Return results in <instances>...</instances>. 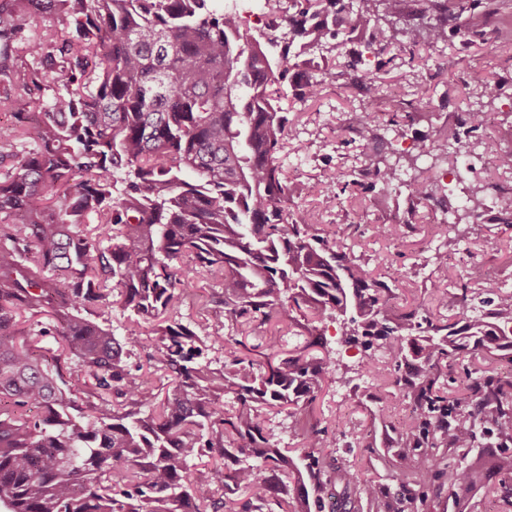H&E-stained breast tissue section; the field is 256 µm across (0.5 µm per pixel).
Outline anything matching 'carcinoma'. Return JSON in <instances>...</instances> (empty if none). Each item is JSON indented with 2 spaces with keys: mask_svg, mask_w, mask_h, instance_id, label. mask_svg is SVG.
<instances>
[{
  "mask_svg": "<svg viewBox=\"0 0 512 512\" xmlns=\"http://www.w3.org/2000/svg\"><path fill=\"white\" fill-rule=\"evenodd\" d=\"M466 12L465 0H418L409 13L402 0H288L269 8L272 35L262 41L213 0H0V112L14 118L0 127V509L323 512L329 499L332 512H354L360 473L332 483L314 416L333 364L316 353L325 317L358 351L362 375H374L379 346L405 368L392 381L408 410L398 456L405 501L416 485L475 488L493 475L512 499V455L480 452L460 468L439 467L437 455L480 448L495 431L512 441V379L484 375L455 395L442 381L466 353L512 361V291L462 274L468 312L459 318L396 307L394 283L310 211L288 210L302 187L281 161L285 96L317 100L339 66L361 72L373 103L394 57L360 71L363 50L440 54L470 32ZM45 18L54 28L30 34ZM335 51L344 61L330 65ZM500 91L474 73L466 133L444 124L438 139L462 154L485 143L481 114ZM378 120L352 112L347 130L366 147ZM401 171L398 160L370 158L367 190L384 199L404 189L413 204L448 213L445 185L405 182ZM322 178L342 192L358 184L334 168ZM490 187L466 188L462 212L480 216ZM90 213L106 241L83 232ZM432 265L436 288L448 279V252L436 249ZM198 276L223 289L215 305L229 327L286 323L304 343L283 354L275 336L237 340L230 360L211 367L194 330L164 317ZM116 296L131 315L158 320L148 360L172 385L161 400L125 360L140 333L118 338L97 321ZM26 313L46 321L34 331ZM43 336L60 353L40 347ZM105 393L118 402L86 404ZM270 411L303 417L301 455L271 442ZM202 455L224 467L221 498L189 477Z\"/></svg>",
  "mask_w": 512,
  "mask_h": 512,
  "instance_id": "1",
  "label": "carcinoma"
}]
</instances>
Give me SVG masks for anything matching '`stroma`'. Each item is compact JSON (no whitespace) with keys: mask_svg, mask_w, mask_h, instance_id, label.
Segmentation results:
<instances>
[{"mask_svg":"<svg viewBox=\"0 0 512 512\" xmlns=\"http://www.w3.org/2000/svg\"><path fill=\"white\" fill-rule=\"evenodd\" d=\"M496 7V0H479L471 10L470 34L455 39L435 60L428 62L423 54L412 56L404 51L390 64L389 85L418 74L430 88L428 104H421L408 91L397 99L399 111L417 115L403 132L378 125V135L397 151H405L416 139L432 137L433 127L446 123L465 126L464 85L477 71L502 78L496 124L501 127L512 121V43H504L500 37ZM368 100L349 75L338 77L335 87L323 91L317 101L303 104L285 100L293 125L282 161L292 179L304 188L294 200L295 207L312 211L317 223L335 230L337 240L368 261L375 275L395 280L398 306L422 304L444 319L459 315L462 304L456 282L459 274L471 267L493 273L512 288V227L491 224L482 217L463 219L460 229L465 238L447 247L448 279L435 290L426 285L425 263L444 240L435 235L432 225L411 219L405 193L377 201L361 189L337 194L323 182L324 169L333 167L348 173L365 168L363 149L346 125L350 113L366 106ZM214 291L210 280L196 278L183 295L177 317L194 327L200 340L217 334L225 337L222 348L208 353L218 368L233 344L228 340V327L210 310ZM324 342L339 368L329 374L315 416L326 429V451L335 464L360 468L366 484L389 503L390 512H512V504L490 490L469 492L436 483L420 487L413 506L402 504L401 471L396 461L398 436L383 431L384 425L402 420L403 406L390 386L398 372L396 364L385 354H378L376 375L363 378L357 373L356 350L342 344L335 323H326Z\"/></svg>","mask_w":512,"mask_h":512,"instance_id":"obj_1","label":"stroma"}]
</instances>
